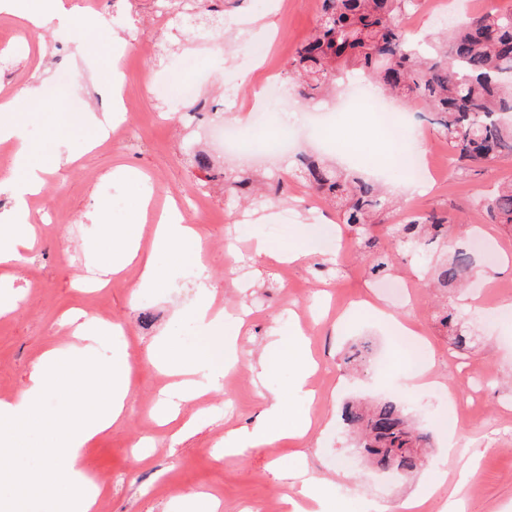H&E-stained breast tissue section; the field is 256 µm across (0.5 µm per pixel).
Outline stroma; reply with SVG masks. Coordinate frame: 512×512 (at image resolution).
<instances>
[{
    "mask_svg": "<svg viewBox=\"0 0 512 512\" xmlns=\"http://www.w3.org/2000/svg\"><path fill=\"white\" fill-rule=\"evenodd\" d=\"M82 12L106 17L102 30H78L47 25L36 28L16 17L0 15V100L38 83V108L13 114L25 127L39 158L50 170L41 195L44 210L35 212V247L15 266L19 285H26V268L38 264L41 288L32 291L10 314L0 316V390L18 394L31 365L50 346L70 342L60 328L61 316L74 309L96 317L105 308L126 333L122 343L96 346L98 360L113 353L127 354L132 365V390L123 419L111 433L87 448L95 472L114 478L109 500L98 512H185V498L194 492L216 496L219 512H266L271 499L284 490L282 472L308 465L330 484V493L343 500L345 512H383L412 492L411 476L389 480L363 461L352 446L326 427L350 400L401 401L415 425L431 435L430 456L438 474L447 478V492L430 500L429 512H512V230L473 214V197L512 180V157L485 168L461 172L450 161L447 141L423 111H411L396 141H388L371 123L366 106L350 109L321 133V155L345 172L380 180L405 211L437 209L455 216L447 241L431 240V254L445 249L475 250L483 238L491 256H478L475 284L468 292L449 293L429 287L413 258L397 262L380 278L370 277L362 240L341 224L335 210L293 174L294 155L310 150L306 130L310 114L328 110L327 100L298 101L286 75L289 61L318 19V0H205L192 11L193 27L184 26L167 0H73ZM498 8L512 10V0H425L411 10L405 26L416 37L451 29L464 13ZM264 41V57H255L254 43ZM194 61L185 70V58ZM119 66L127 103V137L118 144L90 142L86 112L110 111L112 66ZM195 84L194 96L168 93L172 76ZM276 80V95L265 84ZM263 99V109L293 113L288 132L294 137L291 153L258 159L215 161L211 170L193 166L194 154L210 150L206 131L217 119H230ZM246 138L264 147L278 134L275 126L242 122ZM355 139L365 148L344 157L343 141ZM64 143L74 164L51 165L57 143ZM418 146L437 172L419 188L399 173L405 148ZM132 177L116 182L117 167ZM248 170L271 182H281L282 198L256 208L227 197L221 171ZM150 199L144 221L177 203L186 223L198 225L203 237L200 260H188L174 272L170 284L139 290L140 268L128 266L112 281L104 302L78 290L88 269L87 249H101L104 225L132 223L140 199ZM108 202L104 224L87 219L98 202ZM404 211V212H405ZM318 225L321 236L310 244L303 260L283 263L280 251L299 243L307 225ZM263 239L268 254L256 256L253 245ZM210 275L215 302L228 314H244L240 337L243 362L220 392L184 404L179 422L191 428L175 435L173 426H159L154 412L168 382L147 360L148 350L161 336L177 344L202 347L185 307L195 298L198 264ZM408 285L398 302L381 291ZM369 300L389 312V319L359 309ZM453 312L473 336L466 357L488 383L472 387L461 360L452 357L448 330L440 318ZM409 322L421 335L406 341L393 320ZM302 329L310 338L319 368L311 379L317 392L312 412L316 428L304 438L283 442L276 453L255 449L215 460L226 432L253 426L264 409L259 394L266 387L278 391L284 409L300 406L291 389L293 371L275 364L264 379L250 368L263 353L271 331L292 336ZM360 348L356 375H348L343 358L350 347ZM433 360L442 390L410 388L408 354ZM176 473L180 487L168 495H149L145 489L166 473Z\"/></svg>",
    "mask_w": 512,
    "mask_h": 512,
    "instance_id": "1",
    "label": "stroma"
}]
</instances>
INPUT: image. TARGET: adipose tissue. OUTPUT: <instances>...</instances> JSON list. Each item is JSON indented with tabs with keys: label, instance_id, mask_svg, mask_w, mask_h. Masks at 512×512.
<instances>
[{
	"label": "adipose tissue",
	"instance_id": "adipose-tissue-1",
	"mask_svg": "<svg viewBox=\"0 0 512 512\" xmlns=\"http://www.w3.org/2000/svg\"><path fill=\"white\" fill-rule=\"evenodd\" d=\"M19 0H5L0 10L20 12L32 25L51 19L61 26L95 28V19L67 7L65 0H42L40 6L18 9ZM0 140L14 142L16 155L24 160L22 176L0 178V191L14 200L11 209L0 213V315L13 311L22 298L14 285L11 272L30 247L32 226L28 222L26 199L37 193L43 184L45 168L35 161V149L27 140L22 126L0 123ZM150 234L149 248H142L143 234ZM120 249L112 254L111 263L102 265V273H116L127 265L141 268L140 287H157L167 279L168 269L184 264L187 253H201L202 238L198 231L184 224L177 208H170L151 231L142 225L129 224L119 235ZM165 254L167 267L157 266L154 257ZM197 329L203 333L206 346L201 351L186 349L160 338L154 343L148 360L171 378L167 390L173 403L160 404L157 419L166 425L180 413L181 404L222 389L224 373L237 361V339L242 323L229 320L223 310L215 308L213 292L199 284L189 309ZM121 324H109L88 318L73 332L74 344L47 349L31 367L25 388L16 396L0 398V479L10 480L16 487L14 497L0 503V512H29L43 507L45 491L55 497L45 512H97L101 487L87 463L86 448L99 436L110 432L122 417L126 398L131 390L130 365L125 354H112L107 362L95 356V346L111 334L121 331ZM287 363L294 371L292 388L305 400L313 394L307 378L316 363L310 355L309 340L304 334L286 338L271 334L258 369L277 362ZM65 395L68 404L56 416L58 434L49 444L39 448L38 468L20 472L10 462L18 456L20 439L32 425L42 421L46 403ZM308 409L284 412L279 398H272L263 411L262 423L250 431L232 430L224 437L225 455H240L255 448L274 451L282 439L304 436L311 428ZM293 495L284 496V505L292 512H306L302 500L317 504V512H341L335 500L325 497L324 478L299 469L290 472Z\"/></svg>",
	"mask_w": 512,
	"mask_h": 512
}]
</instances>
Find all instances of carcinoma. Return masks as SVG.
Masks as SVG:
<instances>
[{"mask_svg":"<svg viewBox=\"0 0 512 512\" xmlns=\"http://www.w3.org/2000/svg\"><path fill=\"white\" fill-rule=\"evenodd\" d=\"M418 0H321L317 25L290 62L289 79L298 94L313 98L340 91L349 69L363 71L380 91L409 108L434 114V125L448 140L453 161L472 171L488 159L512 156V11L485 10L469 15L443 38L421 49L412 42L402 18ZM304 182L335 202L343 223L361 236L368 224L384 223L392 208L374 181L341 173L308 155L299 156ZM475 213L494 224H512V183L478 200ZM452 217L430 212L411 215L387 229L397 247L415 253L423 239L447 232ZM433 280L452 288L471 271L474 255L457 251L451 259L422 257ZM391 254L378 250L368 258L369 272L381 276ZM343 429L358 435V451L380 469L411 474L425 463L429 436L415 430L405 406L385 399L369 410L346 404Z\"/></svg>","mask_w":512,"mask_h":512,"instance_id":"carcinoma-1","label":"carcinoma"}]
</instances>
